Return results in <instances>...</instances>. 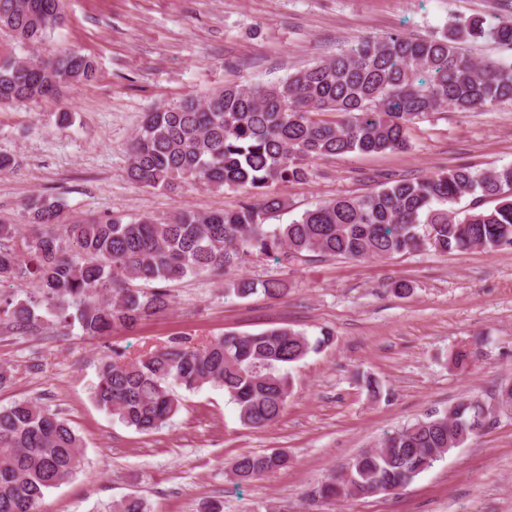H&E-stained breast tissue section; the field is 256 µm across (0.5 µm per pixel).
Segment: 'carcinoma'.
I'll return each instance as SVG.
<instances>
[{
	"label": "carcinoma",
	"mask_w": 512,
	"mask_h": 512,
	"mask_svg": "<svg viewBox=\"0 0 512 512\" xmlns=\"http://www.w3.org/2000/svg\"><path fill=\"white\" fill-rule=\"evenodd\" d=\"M500 13L459 20L437 35L366 38L268 85H228L189 96L173 108L145 113L129 145L127 175L142 187L173 191L183 183L244 194L233 209H181L160 222L149 216L60 223L63 203L33 194L24 204L27 235L0 222V280L33 285L22 300H0V315L26 329L44 309L84 335L102 338L163 312L167 284L202 273L222 277L251 257L288 266L323 258L390 259L424 246L448 254L512 248V164L487 170L456 167L422 179H395L359 197H340L266 228L290 207L281 185L312 175L313 165L337 155L381 154L409 147L418 121L446 107L491 108L512 100V61L470 56L465 45L490 38L512 50V0ZM61 20V0H0V31L26 56L0 57V104L24 105L59 95L90 79L89 56L63 49L51 59L36 46ZM472 206L454 205L465 196ZM485 199L494 208L480 209ZM155 283L149 292L136 283ZM227 291L246 298L261 291L280 298L288 286L247 278ZM329 330L311 339L288 327L246 335L226 333L196 346L174 339L140 358L104 356L91 386L98 408L141 434L167 425L179 412L178 386L224 389L240 423L275 424L293 390L290 367L328 346ZM492 407L469 397L443 415H429L391 432L383 446L351 457L334 470L320 497L386 494L404 487L490 420ZM285 451L236 457V484L288 466ZM86 465L77 433L32 399L0 407V512H36L45 495ZM108 512H151L140 496L112 502Z\"/></svg>",
	"instance_id": "obj_1"
}]
</instances>
